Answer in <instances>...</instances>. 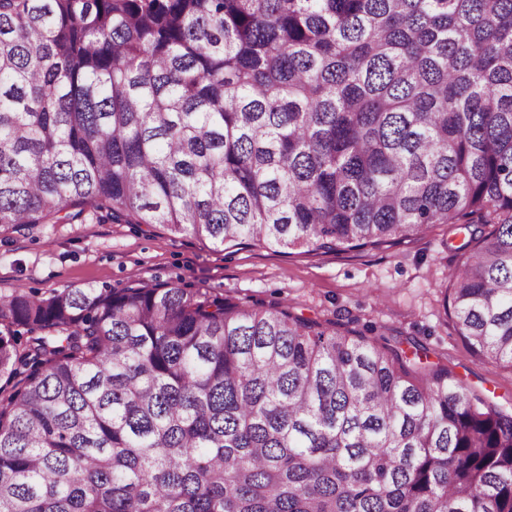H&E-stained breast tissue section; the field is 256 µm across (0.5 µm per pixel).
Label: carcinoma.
<instances>
[{"label":"carcinoma","mask_w":512,"mask_h":512,"mask_svg":"<svg viewBox=\"0 0 512 512\" xmlns=\"http://www.w3.org/2000/svg\"><path fill=\"white\" fill-rule=\"evenodd\" d=\"M89 219L454 224V329L512 369V0H0V234ZM428 357L207 289L18 291L0 512H512V410Z\"/></svg>","instance_id":"carcinoma-1"}]
</instances>
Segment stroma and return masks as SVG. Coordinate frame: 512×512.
<instances>
[{
    "label": "stroma",
    "mask_w": 512,
    "mask_h": 512,
    "mask_svg": "<svg viewBox=\"0 0 512 512\" xmlns=\"http://www.w3.org/2000/svg\"><path fill=\"white\" fill-rule=\"evenodd\" d=\"M463 233L431 227L418 239L361 250L217 246L139 224H38L0 236V295L66 288L168 284L232 302L288 305L298 316L339 323L376 339L413 338L478 396L512 405V369L493 366L458 335L446 310L448 269Z\"/></svg>",
    "instance_id": "obj_1"
}]
</instances>
